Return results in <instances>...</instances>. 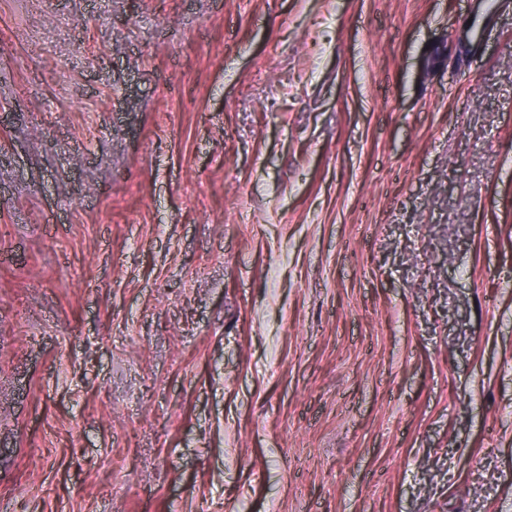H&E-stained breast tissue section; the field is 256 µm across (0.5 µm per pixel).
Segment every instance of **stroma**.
I'll use <instances>...</instances> for the list:
<instances>
[{
    "label": "stroma",
    "instance_id": "stroma-1",
    "mask_svg": "<svg viewBox=\"0 0 512 512\" xmlns=\"http://www.w3.org/2000/svg\"><path fill=\"white\" fill-rule=\"evenodd\" d=\"M0 0V512H512V0Z\"/></svg>",
    "mask_w": 512,
    "mask_h": 512
}]
</instances>
